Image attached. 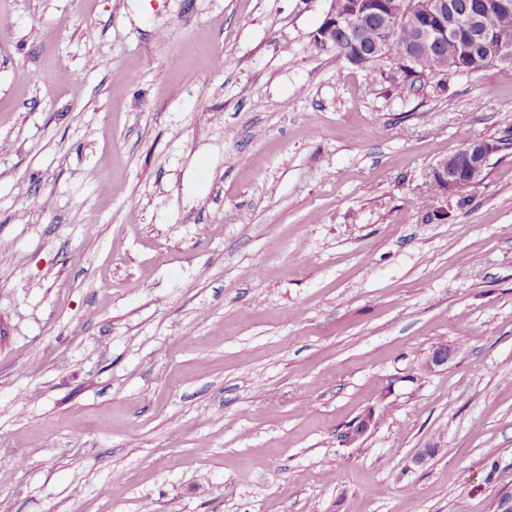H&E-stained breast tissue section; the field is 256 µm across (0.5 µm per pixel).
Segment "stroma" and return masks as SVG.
<instances>
[{
    "mask_svg": "<svg viewBox=\"0 0 512 512\" xmlns=\"http://www.w3.org/2000/svg\"><path fill=\"white\" fill-rule=\"evenodd\" d=\"M331 5L0 0V512L512 500V146L428 190L512 79L369 75ZM336 3L335 8L332 5L331 11L328 13L327 18L325 19L323 25L319 29L317 36L315 38L316 43L325 48H332L338 45V38H336V32H342L346 40L343 41V52L341 53L352 63L361 64L366 62L365 59L368 55L361 49L360 41L361 37L359 35L360 30L354 29L352 24L350 23V15L349 13H358L361 10L366 12L372 4L364 2H354L349 4V13H344L342 15H338L337 10H346V2L345 0L333 1ZM476 140L457 152L442 158L432 166L429 174V194L434 199H448L466 189L475 187L485 177L491 158L510 142ZM456 156L452 163V173H448V159Z\"/></svg>",
    "mask_w": 512,
    "mask_h": 512,
    "instance_id": "1",
    "label": "stroma"
}]
</instances>
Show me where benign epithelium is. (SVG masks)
<instances>
[{"mask_svg":"<svg viewBox=\"0 0 512 512\" xmlns=\"http://www.w3.org/2000/svg\"><path fill=\"white\" fill-rule=\"evenodd\" d=\"M380 5V14L390 21L400 18L409 8L407 0H381ZM415 5L436 18L437 23L422 29L419 37L402 49V57L409 61L417 60L434 47L448 45L454 38V28L446 20L447 0H417ZM369 7L365 0H356L349 4V12L342 15L331 9L317 33L316 43L326 48L335 47L338 45L336 32L340 31L346 37L342 55L352 63L365 62L367 54L361 49L359 30L350 23V13L366 11ZM506 145L508 142L498 139L476 140L455 152L453 163H448L446 158L440 159L429 174V194L434 199H446L478 185L485 177L491 158ZM451 354L452 350L446 345L436 347L427 359L428 367L433 370L447 364Z\"/></svg>","mask_w":512,"mask_h":512,"instance_id":"7a95c632","label":"benign epithelium"}]
</instances>
